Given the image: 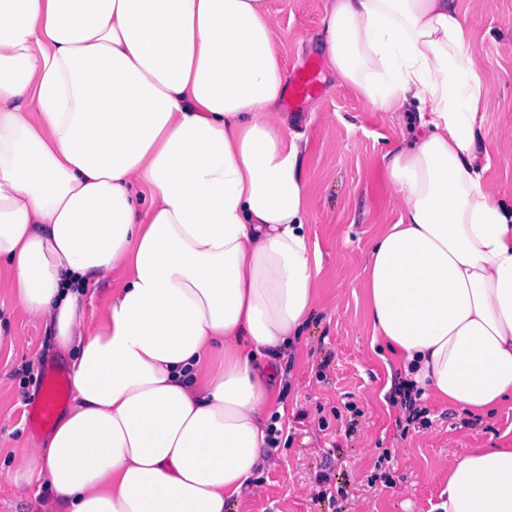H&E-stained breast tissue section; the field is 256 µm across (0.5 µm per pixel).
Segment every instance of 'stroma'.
Instances as JSON below:
<instances>
[{
  "mask_svg": "<svg viewBox=\"0 0 512 512\" xmlns=\"http://www.w3.org/2000/svg\"><path fill=\"white\" fill-rule=\"evenodd\" d=\"M472 33L487 77L483 127L488 132L486 178L512 194V0H455ZM277 21L274 40L287 73L321 62L327 0H266ZM321 89L301 106L282 104L288 127L309 141L305 157L308 231L321 254L318 302L298 349L283 364L291 386L281 389L283 441L273 462L241 502L226 512H431L448 468L474 448L512 446V403L477 417L428 398V425L399 423L389 401L399 372L392 355L373 343L365 312V266L377 232L396 223V199L379 177L383 155L401 139L395 113L375 110L328 70ZM16 336L0 354V466L13 452L41 443L26 409L43 370L62 366L41 326L13 301ZM355 403L351 417L345 403ZM342 487L335 505L314 501L320 476Z\"/></svg>",
  "mask_w": 512,
  "mask_h": 512,
  "instance_id": "stroma-1",
  "label": "stroma"
}]
</instances>
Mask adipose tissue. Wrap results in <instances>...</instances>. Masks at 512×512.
<instances>
[{
    "label": "adipose tissue",
    "instance_id": "obj_1",
    "mask_svg": "<svg viewBox=\"0 0 512 512\" xmlns=\"http://www.w3.org/2000/svg\"><path fill=\"white\" fill-rule=\"evenodd\" d=\"M274 29L264 0H0V291L72 389L0 481L43 482L45 512H224L268 462L321 266ZM324 31L327 67L411 130L381 168L399 219L366 266L372 339L412 393L491 414L512 197L484 180L472 35L450 0H329ZM432 512H512V447L455 461Z\"/></svg>",
    "mask_w": 512,
    "mask_h": 512
}]
</instances>
